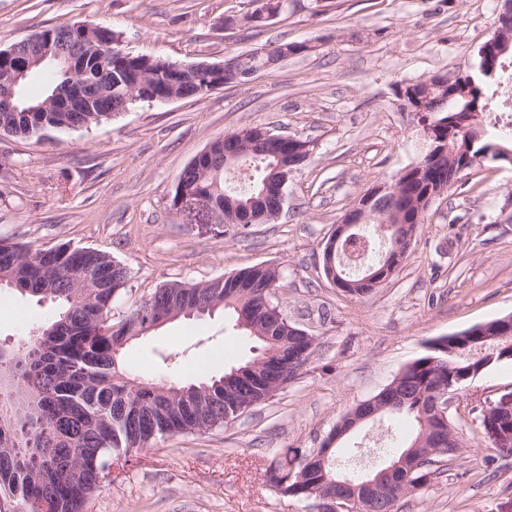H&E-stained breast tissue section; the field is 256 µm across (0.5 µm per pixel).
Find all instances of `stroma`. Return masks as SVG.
I'll use <instances>...</instances> for the list:
<instances>
[{
    "instance_id": "obj_1",
    "label": "stroma",
    "mask_w": 512,
    "mask_h": 512,
    "mask_svg": "<svg viewBox=\"0 0 512 512\" xmlns=\"http://www.w3.org/2000/svg\"><path fill=\"white\" fill-rule=\"evenodd\" d=\"M259 0H0V49L60 24H97L134 55L219 63L279 42L297 55L238 87L137 103L108 123L64 135L0 136V240L108 252L128 270L122 317L156 288L257 265L282 273L284 314L316 339L301 374L235 422L166 437L86 502L83 512H315L265 478L289 448H317L357 404L382 391L430 340L512 314V167L482 163L429 208L401 266L352 298L323 274L325 244L368 189L392 182L423 146L401 82L471 70L499 27L500 0H283L265 22L228 28ZM258 127L314 147L286 186L280 216L247 227L192 218L170 189L213 138ZM61 307L0 287V345L51 322ZM218 312L177 318L130 342L133 375L158 379L160 355L182 354L183 383L221 376L253 356ZM512 396V364L475 379L448 414L463 445L401 512H512V455L486 434V410ZM407 420L371 422L345 439L338 464L361 473L385 460Z\"/></svg>"
}]
</instances>
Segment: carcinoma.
Returning a JSON list of instances; mask_svg holds the SVG:
<instances>
[{
	"instance_id": "1",
	"label": "carcinoma",
	"mask_w": 512,
	"mask_h": 512,
	"mask_svg": "<svg viewBox=\"0 0 512 512\" xmlns=\"http://www.w3.org/2000/svg\"><path fill=\"white\" fill-rule=\"evenodd\" d=\"M79 39L74 60H48L53 72L42 95L35 99L17 97L18 108L0 107V132L30 138L47 131L65 134L76 128L99 126L114 116L112 103L127 94L126 85L143 80L137 98L150 101L153 94L177 93L201 97L205 77L179 72L172 61L128 53L108 62L112 80L100 77L104 61L103 44L112 41L119 48V35L108 31L104 39L97 31L72 30ZM242 80L266 69L267 57L254 50L240 54ZM80 81L93 83L97 92L82 112H65L52 100L55 89L67 79L69 70ZM396 95L421 123L448 147L446 169L430 168L419 178L412 172L397 176L381 206L370 212L365 223L373 233L358 226L340 242L335 256L338 276L352 285V296L366 295L362 282L381 270L391 252L406 249L401 221L425 223V196L436 191L452 170L467 162V169L486 161V153L500 146L512 151V134L497 128L496 113L512 114V71L505 70V57L491 64L484 48L477 52L474 70L458 75L455 83L436 76L397 87ZM238 145L235 164L249 170L250 183L229 186L224 178V147H214V158L178 178L170 194L199 195L204 203L228 214L238 213L264 182L276 176L286 162L276 149L252 145L249 130L234 133ZM388 228L381 230V225ZM381 251L379 259L367 266L350 260L365 249ZM128 280V272L109 253L94 248L62 245L53 252L30 245H0V285L22 295L50 298L62 311L48 326L30 335L16 349L0 347V372L11 377L0 389V503H13L11 512H24L29 502L42 512H81L89 496L105 476L106 464L129 462L132 452L165 436L208 430L225 424L227 414L245 413L255 403L271 398L286 388L298 374L301 363L293 361V336L285 326L272 329L259 314V302H274L281 273L274 266L259 265L207 282L169 283L151 307L141 303L118 322H112V308L125 292L112 282ZM199 297L209 305L205 313L222 309L236 326L258 343L259 354L245 363L254 370L240 378H218L198 383L159 380L144 382L133 376L123 363L129 342L154 328L155 316L185 308V295ZM479 364L472 348L454 355L425 351L410 362L387 386L395 400L377 419L403 416L414 423L403 449L389 462L366 477L372 487L353 481L357 495L373 509L381 492L403 481L420 489L436 474L434 463L456 457L454 446L437 440L438 423L431 400L435 392L457 383ZM333 437L319 448L287 449L284 457L270 465L267 481L281 496L315 501L333 488L340 472L333 463ZM62 455L76 463L67 472L44 475L37 469V452Z\"/></svg>"
}]
</instances>
